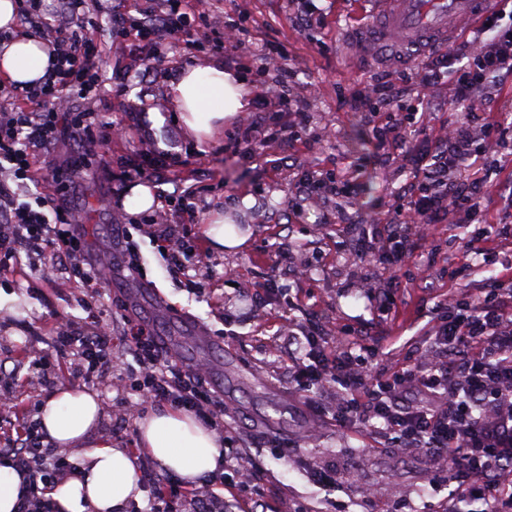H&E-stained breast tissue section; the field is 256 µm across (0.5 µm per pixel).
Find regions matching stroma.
Returning a JSON list of instances; mask_svg holds the SVG:
<instances>
[{
	"label": "stroma",
	"instance_id": "1",
	"mask_svg": "<svg viewBox=\"0 0 512 512\" xmlns=\"http://www.w3.org/2000/svg\"><path fill=\"white\" fill-rule=\"evenodd\" d=\"M315 4L326 12L324 23L303 30L297 19L306 9L305 0H215L213 25L238 22L252 38L235 51L199 49L191 67L223 65L242 79L251 99L259 85L275 77L276 68L258 70L244 65V57H259L268 43L281 44L293 63L294 96L309 115L295 140L260 145L247 156L226 150L225 144L235 119L259 122L257 110L248 106L237 118H225L211 138L189 136L170 101L172 76L158 77L153 87L144 88L138 78L126 74V51L111 43L107 29L99 30L103 80L110 83L124 75L129 88L118 101L101 96L94 109L105 122L137 113L140 128L135 137L117 138L105 146L65 141L55 154L87 163L92 171L71 188L69 201L82 212L86 261L112 266V281L93 297L70 280L64 267L37 253L20 252L14 271L0 279V359L22 363L24 350L47 348L56 326L83 322L90 305L107 314L124 307L129 318L161 335L179 332L182 320H190L209 339L205 381L224 400L227 447L248 449L275 488L266 497L267 512H287L292 504L305 512H366L370 507L375 512H429L445 503L448 490L432 488L424 461L394 447L375 422L348 433L337 430L333 383L312 389L320 411L303 404L288 376L292 353L275 323L291 318L304 324L318 314L339 328L335 341L344 348L356 342L345 335V328L361 329L378 343L371 358L378 372L422 358L432 345L427 324L433 307L451 292L478 298L512 272V238L503 239L497 229L512 214L504 206L505 197L512 194V153L502 152V171L480 203L487 221L485 244L498 253L495 268L482 267L479 256L468 250L476 226L461 214L436 225L433 234L421 240L410 272L396 273L381 255L361 261L355 251L356 229L387 221L396 191L413 173L411 167L386 157L376 162L372 179L353 194L326 197L317 208H296L295 184L300 178L339 179L362 162L365 141L379 119L369 108L350 111L344 99L391 71L388 65L358 57L344 40L347 29L374 24L370 0ZM402 105L423 112V129L415 134L419 140L466 115L447 86L424 99L404 97ZM145 142L178 157L181 176L198 192L202 223L220 216L245 237L229 252L204 247L196 277L200 290L175 284L152 242L154 228L147 225L146 212L124 205L135 184L125 172L141 163ZM104 153L109 163H101ZM126 225L144 258L141 277L124 269L121 230ZM272 277L279 292L264 294L262 303L253 305L252 296ZM145 288L156 290L154 301L142 300ZM391 290L397 304L387 320L377 321L371 295ZM114 351L118 367L111 380L69 375L56 384L97 393L105 411L102 428L122 447L126 432L119 424L132 398L127 380L139 366L122 346ZM328 465L339 471V483L332 490L311 480L314 470Z\"/></svg>",
	"mask_w": 512,
	"mask_h": 512
}]
</instances>
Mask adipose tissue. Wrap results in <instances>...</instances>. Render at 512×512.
Listing matches in <instances>:
<instances>
[{
  "mask_svg": "<svg viewBox=\"0 0 512 512\" xmlns=\"http://www.w3.org/2000/svg\"><path fill=\"white\" fill-rule=\"evenodd\" d=\"M50 57L37 39L18 37L0 47V76L30 82L45 73ZM172 100L182 112L189 133L204 138L225 117L244 107L240 83L223 67L212 65L187 71L175 82ZM103 406L96 393L63 388L42 402L43 432L57 447L73 452L76 469L52 492L57 512H128L140 501L135 457L113 447L101 429ZM139 443L157 467L195 482L220 463L218 437L191 414L179 410L156 412L137 425Z\"/></svg>",
  "mask_w": 512,
  "mask_h": 512,
  "instance_id": "obj_1",
  "label": "adipose tissue"
}]
</instances>
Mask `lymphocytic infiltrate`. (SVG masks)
Here are the masks:
<instances>
[{"mask_svg": "<svg viewBox=\"0 0 512 512\" xmlns=\"http://www.w3.org/2000/svg\"><path fill=\"white\" fill-rule=\"evenodd\" d=\"M20 28L42 40L54 63L30 84L0 80V97L11 101L0 113V275L10 271L20 250H39L68 257L72 280L100 289L104 280L97 267L85 262L83 246L76 242V212L55 197L18 198L17 187L30 182L49 184L57 193L68 192L85 172L77 161L56 162L50 153L64 137L105 144L112 125L86 111L66 112L70 99L96 101L101 97V50L95 33L97 12L88 0H15ZM141 19L131 22L113 13L110 37L118 45L135 47L133 72L139 80L167 72L172 58H189L204 43L215 49H235L245 42L246 31L226 25L218 39L209 34L210 16L194 9L193 0H142ZM270 53L283 60V76L263 89L259 99L266 127L264 142L282 139L278 115L291 110L292 69L280 46ZM461 59L456 81L457 98L468 105L464 121L431 139L426 149H415L408 135L415 113L394 111L397 97L414 89L435 91L445 77L449 57ZM505 72L512 73V25L486 39L459 44L453 54L435 52L402 73L398 81L376 79L366 91L351 94L352 109L374 105L384 119L371 140L374 150H391L396 159L412 167L414 175L392 204L394 219L364 225L357 251L368 260L377 252L391 255L395 270L407 268L425 231L449 215L476 212L487 188L485 173L463 174L465 160L490 158L512 136L500 117L486 110L489 87ZM292 111V110H291ZM143 163L135 178L174 184L171 200L179 204V220L156 225L163 242V259L170 272L185 275L195 269L202 247L193 229L200 222L196 193L172 176L173 155L144 148ZM448 315L434 317L428 329L433 340L430 357L413 365L378 373L361 359L374 345L340 350L322 322L285 327L283 336L303 349L291 373L303 392L329 381L340 389L334 418L346 429L360 421L381 420L383 432L403 451L422 456L432 467L434 483L449 487L445 512H462L479 505V512H512V289H488L481 301L471 303L449 297ZM112 329L100 322L69 325L53 336L49 348L28 358L29 369L43 375L72 366L85 379L111 376L116 366L112 330L121 328L126 350L139 366L140 379L131 387L140 401L167 405L198 416L216 430L224 428V403L205 385L200 370H184L146 329L123 315H113ZM426 395L423 403L408 401L409 391ZM13 419L0 431V459L9 460L29 479L18 512H52L51 489L63 480L68 459L48 447L36 425L16 399L0 402ZM141 480L152 492V512H224V496L246 498L250 512L265 505L261 469L247 452H239L221 492L183 483L174 476L151 470Z\"/></svg>", "mask_w": 512, "mask_h": 512, "instance_id": "obj_1", "label": "lymphocytic infiltrate"}]
</instances>
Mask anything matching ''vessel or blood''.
Listing matches in <instances>:
<instances>
[{
  "label": "vessel or blood",
  "instance_id": "1",
  "mask_svg": "<svg viewBox=\"0 0 512 512\" xmlns=\"http://www.w3.org/2000/svg\"><path fill=\"white\" fill-rule=\"evenodd\" d=\"M376 35H357L362 52L382 62L404 60L426 48L445 47L491 10V0H373Z\"/></svg>",
  "mask_w": 512,
  "mask_h": 512
}]
</instances>
